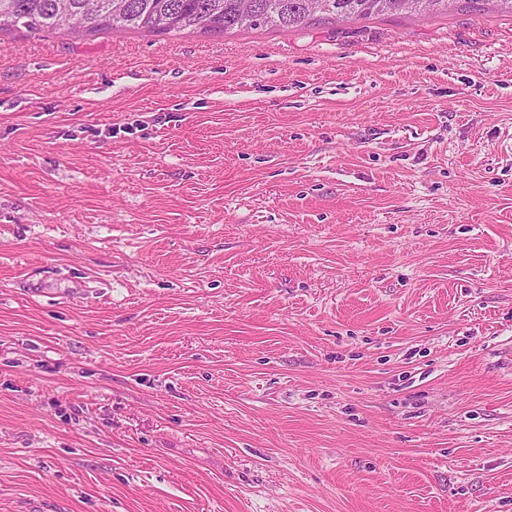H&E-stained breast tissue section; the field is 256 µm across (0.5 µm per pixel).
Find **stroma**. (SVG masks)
<instances>
[{
  "label": "stroma",
  "instance_id": "1",
  "mask_svg": "<svg viewBox=\"0 0 512 512\" xmlns=\"http://www.w3.org/2000/svg\"><path fill=\"white\" fill-rule=\"evenodd\" d=\"M512 14L0 31V512H512Z\"/></svg>",
  "mask_w": 512,
  "mask_h": 512
}]
</instances>
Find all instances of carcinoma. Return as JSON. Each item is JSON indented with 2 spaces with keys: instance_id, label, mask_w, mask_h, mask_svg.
Returning <instances> with one entry per match:
<instances>
[{
  "instance_id": "obj_1",
  "label": "carcinoma",
  "mask_w": 512,
  "mask_h": 512,
  "mask_svg": "<svg viewBox=\"0 0 512 512\" xmlns=\"http://www.w3.org/2000/svg\"><path fill=\"white\" fill-rule=\"evenodd\" d=\"M0 0V30L22 24L29 32L58 29L63 19L82 18L98 6L87 29H139L156 33L190 30L220 35L243 27L294 28L329 20H359L373 15L448 10V0Z\"/></svg>"
}]
</instances>
